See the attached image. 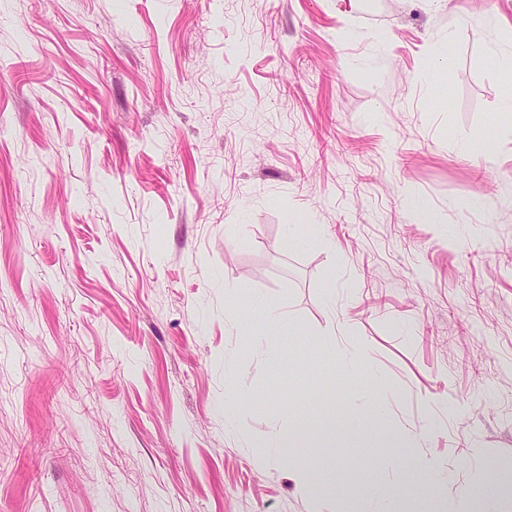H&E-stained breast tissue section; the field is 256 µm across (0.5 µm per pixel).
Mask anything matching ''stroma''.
I'll return each mask as SVG.
<instances>
[{"label": "stroma", "instance_id": "stroma-1", "mask_svg": "<svg viewBox=\"0 0 512 512\" xmlns=\"http://www.w3.org/2000/svg\"><path fill=\"white\" fill-rule=\"evenodd\" d=\"M511 52L512 0H0V512L512 485Z\"/></svg>", "mask_w": 512, "mask_h": 512}]
</instances>
